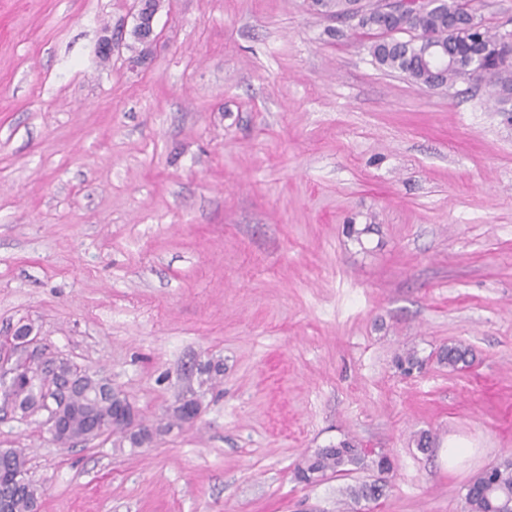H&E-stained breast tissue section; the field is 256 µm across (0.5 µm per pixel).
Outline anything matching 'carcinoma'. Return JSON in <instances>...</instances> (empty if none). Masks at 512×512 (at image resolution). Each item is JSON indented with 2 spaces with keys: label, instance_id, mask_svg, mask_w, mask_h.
Masks as SVG:
<instances>
[{
  "label": "carcinoma",
  "instance_id": "cac0c4a2",
  "mask_svg": "<svg viewBox=\"0 0 512 512\" xmlns=\"http://www.w3.org/2000/svg\"><path fill=\"white\" fill-rule=\"evenodd\" d=\"M312 7L327 17L360 16L358 27L376 36L369 53L378 65L396 70L429 88H451L460 80L484 82L491 87L500 110H512V58L503 55L498 33L477 21L478 8L474 0H439L428 8L418 4L398 15L382 14L381 4L363 6L360 0H312ZM398 33L408 34V39L397 38ZM424 33L435 37L448 49L447 68L434 73L423 65L416 39ZM437 360L457 372L471 366L475 354L461 341L450 342L440 347ZM425 364L426 359L413 348L396 356V367L404 375L421 370ZM50 365L48 370L37 365L26 367L14 381V407L22 413L34 412L40 407L38 389L77 370V366L64 360L52 361ZM102 382L101 377L90 378L86 391L71 396L62 408L68 420V433L53 441L69 446L78 440L86 442L89 421L95 420L106 425L107 435L117 436L121 444L127 442L137 448L144 442V438L125 428L111 425L112 399L97 393ZM354 469L377 473L376 479L364 481L352 489V512H357L361 502L374 504L385 494L384 475L393 471V463L386 453L368 451L350 440H343L306 457L298 466L297 478L312 485L329 475L340 476ZM11 472L26 474L22 487L10 485L7 475ZM28 472V459L22 449L15 448L8 457L0 458V498L8 501L9 512H38V489ZM464 499L468 512H512V459L506 458L473 477L465 486Z\"/></svg>",
  "mask_w": 512,
  "mask_h": 512
}]
</instances>
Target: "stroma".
<instances>
[{
  "mask_svg": "<svg viewBox=\"0 0 512 512\" xmlns=\"http://www.w3.org/2000/svg\"><path fill=\"white\" fill-rule=\"evenodd\" d=\"M135 14L0 0V336L31 324L145 424L201 415L65 447L0 410L41 512H349L373 471L294 476L346 438L394 462L375 512H467L512 455V114L379 67L311 0H160L136 66ZM451 341L468 371L430 361Z\"/></svg>",
  "mask_w": 512,
  "mask_h": 512,
  "instance_id": "35a3bbf8",
  "label": "stroma"
}]
</instances>
